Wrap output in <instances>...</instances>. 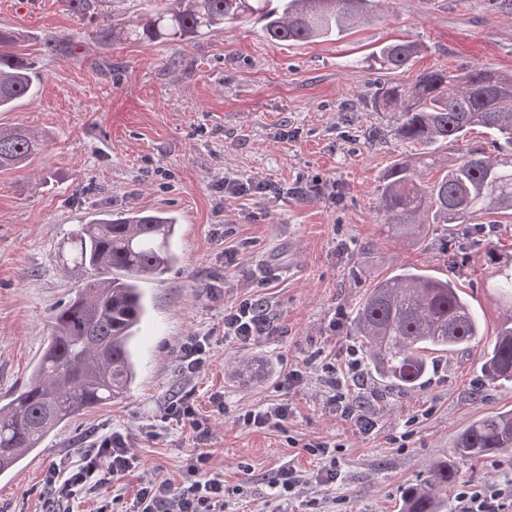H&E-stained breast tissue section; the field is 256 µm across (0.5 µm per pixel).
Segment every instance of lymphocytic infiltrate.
I'll return each instance as SVG.
<instances>
[{
    "label": "lymphocytic infiltrate",
    "instance_id": "1",
    "mask_svg": "<svg viewBox=\"0 0 512 512\" xmlns=\"http://www.w3.org/2000/svg\"><path fill=\"white\" fill-rule=\"evenodd\" d=\"M270 333L261 299L245 298L225 309L226 338L247 344ZM346 354L344 366L332 360L322 364V380L332 392L333 412L366 431L373 428V421L345 394L349 383L361 379L362 362L355 348H348ZM291 414L287 400H273L240 411L236 422L245 430L276 429L287 423ZM163 418L188 428L197 450L187 459L180 483L150 473L141 478L137 493L121 512H224V477L213 472L212 455L206 450L213 435L210 417L202 416L192 396L186 394L167 405ZM140 466L129 432L114 428L96 432L81 448L48 467L43 481L48 512H74L76 497L94 493L103 483L123 480ZM457 502V512H512V483H461Z\"/></svg>",
    "mask_w": 512,
    "mask_h": 512
}]
</instances>
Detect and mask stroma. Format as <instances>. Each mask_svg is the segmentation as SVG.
I'll use <instances>...</instances> for the list:
<instances>
[{"label": "stroma", "mask_w": 512, "mask_h": 512, "mask_svg": "<svg viewBox=\"0 0 512 512\" xmlns=\"http://www.w3.org/2000/svg\"><path fill=\"white\" fill-rule=\"evenodd\" d=\"M0 0V27L19 32V52L37 57L34 93L0 125L45 133L49 146L19 170L0 171V397L21 389L50 334L49 317L81 287L59 255L77 224L93 213L165 210L179 222L177 269L145 282L150 304L139 340V371L129 397L91 409L47 438L39 456L0 475V512H45L48 465L104 427L136 436L145 470L180 481L194 443L161 422L171 400L193 393L209 415L210 393H224L209 446L224 477V512H280L269 487L292 465L308 482L292 512H398L404 487L426 462L447 454L457 431L477 416L512 408V389L484 384L482 346L439 357L426 386L408 395L372 379L350 389L375 422L358 431L328 407L320 353L354 345L349 320L377 280L410 267L456 272L457 286L486 335L498 325L496 278L485 256L512 258V221L493 225L482 247L461 248L463 227H438L409 245L387 236L375 212L377 187L395 160L421 148L369 129L391 127L370 111L375 91L367 55L403 38L426 47L392 82L443 67L487 65L512 72V0H393L387 21L339 41L273 45L253 22L182 44L89 39L96 19L72 14L65 0L28 10ZM276 184V197H230L225 177ZM255 286L270 336L242 345L224 336V310ZM209 335L212 359L187 381L177 362L187 337ZM308 380L279 387L289 361ZM251 362L238 372L241 362ZM287 398L281 428L248 431L241 409ZM339 445V478L315 480L323 462L304 446Z\"/></svg>", "instance_id": "stroma-1"}]
</instances>
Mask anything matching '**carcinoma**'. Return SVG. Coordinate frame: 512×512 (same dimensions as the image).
I'll list each match as a JSON object with an SVG mask.
<instances>
[{"instance_id":"1","label":"carcinoma","mask_w":512,"mask_h":512,"mask_svg":"<svg viewBox=\"0 0 512 512\" xmlns=\"http://www.w3.org/2000/svg\"><path fill=\"white\" fill-rule=\"evenodd\" d=\"M387 0H159L134 18H105L94 41L176 45L215 29L256 19L272 45L338 41L349 30L383 20ZM16 32L0 28V112L33 93L38 60L15 51ZM424 51L416 41H394L372 52L376 74L407 70ZM373 112L395 117L391 133L423 147L463 142L477 127L492 135L497 154L465 150L454 164L425 181L417 162L398 160L382 177L376 210L393 238L417 240L432 224H470L491 211H512V73L474 66L436 69L409 84H378ZM43 136L0 126V171L43 151ZM177 218L166 211H127L93 217L70 237L66 265L87 273L75 296L50 317L51 334L25 389L0 399V474L34 453L42 440L82 411L124 399L136 378L134 344L147 315L141 283L180 261L173 248ZM499 280L502 319L487 342L485 383L512 385V273L486 251ZM351 332L367 369L401 394L430 378L433 354L468 350L483 340L479 318L453 279L402 270L377 282L352 318ZM493 457L512 463V410L490 411L458 433L448 455L429 462L425 477L407 486L400 512H449L448 489L467 461Z\"/></svg>"}]
</instances>
